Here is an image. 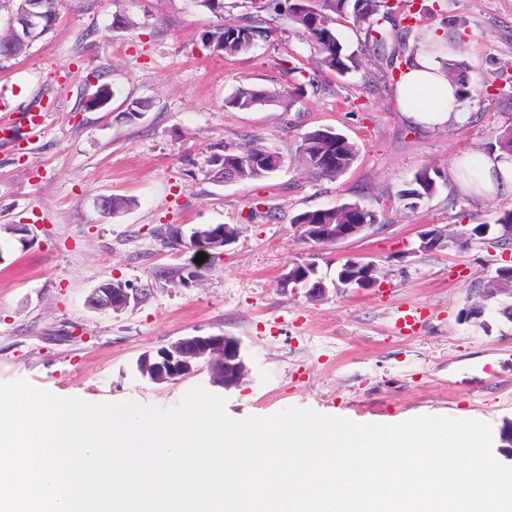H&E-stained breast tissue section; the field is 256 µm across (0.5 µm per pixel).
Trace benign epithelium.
Wrapping results in <instances>:
<instances>
[{
	"mask_svg": "<svg viewBox=\"0 0 512 512\" xmlns=\"http://www.w3.org/2000/svg\"><path fill=\"white\" fill-rule=\"evenodd\" d=\"M300 228L308 241L321 245L339 244L361 235L367 228L365 224H302ZM194 241L204 244L206 250H217L230 243L236 236V229L229 224H216L197 227L192 230ZM420 248L434 250L448 246V234L439 229H429L420 234ZM470 240L469 232H462L451 241L463 245ZM317 274L315 261H303L295 264L291 271L285 273L279 287L295 288L301 286L308 290V295L319 299L324 297L328 288L321 279L313 280ZM377 265L372 261L354 262L349 257L342 264L334 281V287L346 288L350 285L366 290L377 285ZM138 289L129 288L121 282L101 285L94 290L90 305L96 310H119L137 300ZM206 359L210 362V383L224 389L238 386L247 372V365L242 355L241 342L233 337L222 335L187 336L180 338L157 351L151 357L145 355L137 361V370L155 382H164L185 378L194 372L197 362Z\"/></svg>",
	"mask_w": 512,
	"mask_h": 512,
	"instance_id": "1",
	"label": "benign epithelium"
}]
</instances>
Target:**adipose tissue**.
Returning <instances> with one entry per match:
<instances>
[{
    "instance_id": "ef3b65f1",
    "label": "adipose tissue",
    "mask_w": 512,
    "mask_h": 512,
    "mask_svg": "<svg viewBox=\"0 0 512 512\" xmlns=\"http://www.w3.org/2000/svg\"><path fill=\"white\" fill-rule=\"evenodd\" d=\"M403 111L428 126H450L462 119L458 87L426 53L415 54L413 65L397 84ZM468 185L482 193H512V162L500 153L482 155L468 168Z\"/></svg>"
}]
</instances>
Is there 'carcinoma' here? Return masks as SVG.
I'll return each instance as SVG.
<instances>
[{"label":"carcinoma","instance_id":"obj_1","mask_svg":"<svg viewBox=\"0 0 512 512\" xmlns=\"http://www.w3.org/2000/svg\"><path fill=\"white\" fill-rule=\"evenodd\" d=\"M259 3L254 13H246L232 23H221L210 33L215 49L228 56L248 52L259 37L267 38L277 31V21L285 17L311 44L320 56L319 64L333 73L343 75L354 63L352 55L343 53L336 24L341 18L351 17L357 23H375V16L390 20L394 14L389 0H251ZM30 0H17L14 10L13 32L0 37V43L11 40L15 52L26 46L25 28L20 18L25 16ZM279 102L278 94L266 90L239 88L229 96L226 104L239 110H252ZM299 153L307 164L322 177L334 178L349 169L357 156L356 146L333 135L329 129L305 134ZM266 150L251 148L241 152L226 151L210 160L215 166L214 176L233 170L241 180L267 177L272 169L265 165ZM436 180L430 170L418 171L409 188L399 191L409 209H416L420 201L435 193ZM297 224H377V214L357 202L339 207L315 210L297 216Z\"/></svg>","mask_w":512,"mask_h":512}]
</instances>
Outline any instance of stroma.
I'll return each mask as SVG.
<instances>
[{
  "instance_id": "1",
  "label": "stroma",
  "mask_w": 512,
  "mask_h": 512,
  "mask_svg": "<svg viewBox=\"0 0 512 512\" xmlns=\"http://www.w3.org/2000/svg\"><path fill=\"white\" fill-rule=\"evenodd\" d=\"M420 29L438 35L433 56L467 79L463 118L429 127L402 112L388 64L353 19L337 26L346 75L317 68V54L291 25L238 56L207 34L217 18L189 0H61L53 27L0 61V98L42 131L0 142V382L28 380L56 396L131 402L168 410L192 389L223 396L235 420L289 407L361 424L421 415L477 419L501 432L512 422V296L483 300L500 249L420 248L429 228L449 235L512 210L511 193L463 188L450 170L490 152L512 129V0H416ZM125 15L126 28L112 26ZM293 63L283 70L281 60ZM263 88L290 106H226L237 88ZM107 89L106 104L91 101ZM149 100L132 117L129 104ZM332 128L357 147L336 178L315 175L297 151L303 134ZM269 148L282 166L260 180L222 183L209 161L224 150ZM437 190L409 209L398 197L416 172ZM134 199L102 214L101 197ZM359 202L379 222L336 245L301 238L295 218ZM25 224L32 241L3 232ZM236 227L233 243L208 251L166 244L168 225ZM314 254L329 290L319 300L280 288L294 262ZM375 262L379 284L337 288L346 257ZM139 288L120 311L88 307L100 285ZM483 305L481 317L469 316ZM225 334L242 344L248 372L229 390L212 387L207 362L190 377L154 383L136 362L186 336Z\"/></svg>"
}]
</instances>
